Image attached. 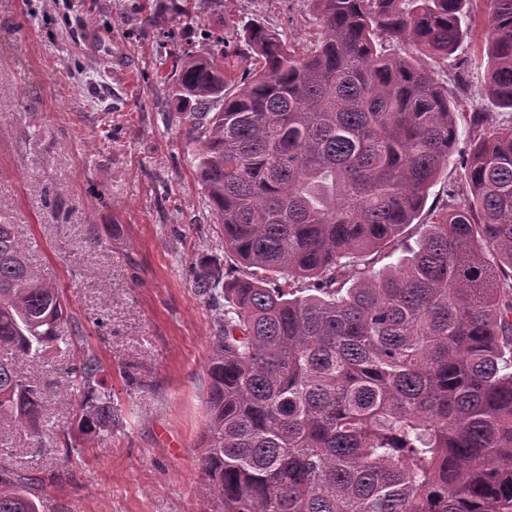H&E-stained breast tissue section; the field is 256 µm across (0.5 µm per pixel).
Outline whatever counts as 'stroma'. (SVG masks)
<instances>
[{
  "instance_id": "stroma-1",
  "label": "stroma",
  "mask_w": 512,
  "mask_h": 512,
  "mask_svg": "<svg viewBox=\"0 0 512 512\" xmlns=\"http://www.w3.org/2000/svg\"><path fill=\"white\" fill-rule=\"evenodd\" d=\"M257 20L292 44L319 40L311 0H0V216L57 286L99 358L116 421L76 434L81 401L65 370L16 358L45 390L39 437L0 419V454L55 474L47 512H205L199 444L212 310L194 288L200 258L236 261L190 164L173 97L174 51L245 47ZM426 210L465 194L467 123Z\"/></svg>"
}]
</instances>
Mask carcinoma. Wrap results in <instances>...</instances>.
Here are the masks:
<instances>
[{"label":"carcinoma","mask_w":512,"mask_h":512,"mask_svg":"<svg viewBox=\"0 0 512 512\" xmlns=\"http://www.w3.org/2000/svg\"><path fill=\"white\" fill-rule=\"evenodd\" d=\"M299 51L250 24L244 76L223 51L174 54L191 163L224 227L201 262L214 310L200 441L208 512H512V124L469 113V191L414 220L448 168L457 113L437 71L472 0H311ZM484 92L512 110V0H487ZM387 258L392 262L377 267ZM70 320L0 222V417L33 433L43 392L15 368ZM85 349L81 431L112 425ZM46 480L0 462V512H42Z\"/></svg>","instance_id":"obj_1"}]
</instances>
